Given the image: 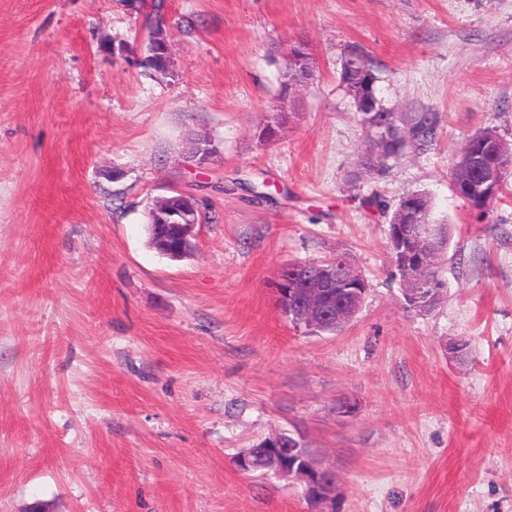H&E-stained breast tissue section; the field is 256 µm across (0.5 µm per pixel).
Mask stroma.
Returning a JSON list of instances; mask_svg holds the SVG:
<instances>
[{"mask_svg":"<svg viewBox=\"0 0 512 512\" xmlns=\"http://www.w3.org/2000/svg\"><path fill=\"white\" fill-rule=\"evenodd\" d=\"M163 11L165 74L141 65L154 0H0V512H512V191L481 218L448 175L477 133L512 141V0ZM299 44L315 77L286 98ZM351 45L386 106L440 118L435 149L380 176L357 174ZM174 190L207 216L181 260L146 233ZM413 191L450 228L429 314L373 203ZM339 254L362 308L309 332L274 283ZM285 430L334 472L323 503L235 466Z\"/></svg>","mask_w":512,"mask_h":512,"instance_id":"stroma-1","label":"stroma"}]
</instances>
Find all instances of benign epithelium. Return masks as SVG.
<instances>
[{
    "instance_id": "1",
    "label": "benign epithelium",
    "mask_w": 512,
    "mask_h": 512,
    "mask_svg": "<svg viewBox=\"0 0 512 512\" xmlns=\"http://www.w3.org/2000/svg\"><path fill=\"white\" fill-rule=\"evenodd\" d=\"M349 89L355 112L366 130L371 150L381 155L391 143L407 138L399 124L402 113L392 107L379 105L367 88L368 74L356 61L348 64ZM512 154V145L490 133L481 141V150H469L460 158L459 174L453 184L456 190L467 193L474 201L494 196L499 188L503 165ZM184 205H176L155 215L151 227L164 243L161 255L173 260L186 258V251L195 248L193 219L195 204L190 196L179 193ZM394 264L407 273L403 280L405 298L414 309L432 307L431 279L428 269L437 264L440 252L446 250L448 241L438 237L430 228L412 224L406 212L396 215V224L390 236ZM278 279L277 294L288 296V312L293 319L309 329H315L327 320L346 325L361 309L365 288L363 277L353 264H343V271L328 273L312 281H290L283 287ZM264 473L280 480H297L306 490H315L319 500L328 499L334 491L333 473L318 465L314 457L306 453L303 439L291 432H281L264 444Z\"/></svg>"
}]
</instances>
